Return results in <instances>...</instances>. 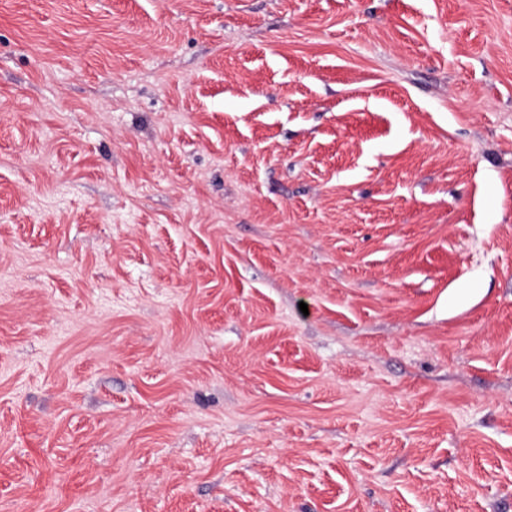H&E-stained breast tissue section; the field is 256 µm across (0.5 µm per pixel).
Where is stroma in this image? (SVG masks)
<instances>
[{
  "label": "stroma",
  "instance_id": "stroma-1",
  "mask_svg": "<svg viewBox=\"0 0 512 512\" xmlns=\"http://www.w3.org/2000/svg\"><path fill=\"white\" fill-rule=\"evenodd\" d=\"M0 512H512V0H0Z\"/></svg>",
  "mask_w": 512,
  "mask_h": 512
}]
</instances>
